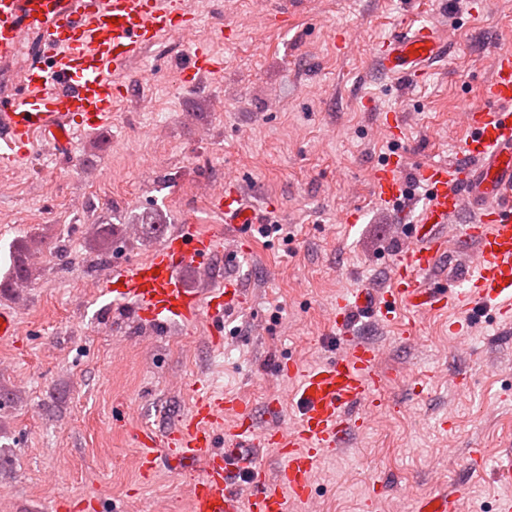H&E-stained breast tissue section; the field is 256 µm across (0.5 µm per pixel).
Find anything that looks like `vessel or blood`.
Returning a JSON list of instances; mask_svg holds the SVG:
<instances>
[{
    "mask_svg": "<svg viewBox=\"0 0 512 512\" xmlns=\"http://www.w3.org/2000/svg\"><path fill=\"white\" fill-rule=\"evenodd\" d=\"M197 17L187 0H0V62L18 65L17 87L0 97V159L11 162L24 144L41 134L67 144L73 125L96 130L112 121L118 73L141 59L161 36H189ZM37 37L38 58L21 61L26 37ZM447 52L434 29L404 27L379 43L375 59L395 81L422 77ZM218 60L203 45L193 46L185 80L214 72ZM493 75L483 103L462 114L467 129L460 158L430 163L420 173L426 201L406 231L411 244L390 262L392 287L375 298L366 291L339 296L336 326L344 328L352 309L390 322L398 306L411 314L483 308L502 319L512 317V52L493 57ZM400 155L393 154L372 172L377 199L409 210V187ZM225 223L248 239L258 222L234 183L210 195ZM463 254V291L428 275L448 249ZM222 251L219 233L193 222L178 225L146 259L114 268L104 283L114 301L151 326L190 325L209 317L222 325L239 301L238 283L202 293L189 287L186 270H210ZM380 351L345 340L336 356L302 370L283 362L277 374L297 382L293 397L298 418L293 427L277 423L257 428L240 398L219 396L196 386L194 409L165 435L148 427L134 431L143 475L168 461L191 477L190 512H291L313 501V476L325 454L340 447L363 424L359 408L376 403L384 378ZM267 448L277 469L258 462L253 449ZM461 495L440 492L419 500L418 512H459Z\"/></svg>",
    "mask_w": 512,
    "mask_h": 512,
    "instance_id": "b4317fda",
    "label": "vessel or blood"
}]
</instances>
